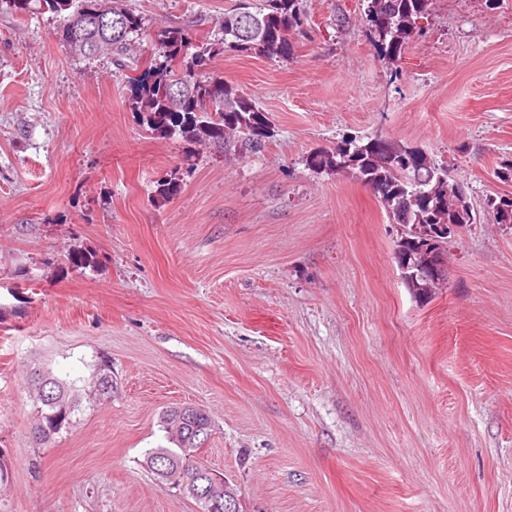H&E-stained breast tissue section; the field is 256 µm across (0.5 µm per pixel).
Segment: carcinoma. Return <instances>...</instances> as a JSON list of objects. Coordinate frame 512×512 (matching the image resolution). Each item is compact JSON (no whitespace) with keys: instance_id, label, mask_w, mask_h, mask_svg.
Here are the masks:
<instances>
[{"instance_id":"1","label":"carcinoma","mask_w":512,"mask_h":512,"mask_svg":"<svg viewBox=\"0 0 512 512\" xmlns=\"http://www.w3.org/2000/svg\"><path fill=\"white\" fill-rule=\"evenodd\" d=\"M369 35L379 52L390 60L398 58L412 38L416 19L428 8L429 0H365ZM26 16L51 13L60 18L59 39L70 53L82 58L97 57V49L108 45L103 56L119 70L136 71L130 78L129 107L140 114L150 131L179 135L192 143H208L240 153L265 149L266 115L251 97L211 72L214 59L227 49L271 60L293 56L291 34L305 23L299 0H258L224 14L221 38L196 41L182 27L157 29L151 56L141 59L138 36L142 16L126 0H0V12ZM314 169L330 174L351 173L380 198L391 221L403 227L394 249L395 261L420 255L422 237L437 224H471L474 217L466 195L448 181V170L424 152L380 137L367 141L345 140L330 150L307 157ZM485 209L499 224L512 223V196L489 197ZM112 385V376L100 368L93 376L88 400L112 396L98 392L97 385ZM36 419L33 434L41 444L68 424L79 393L48 372L33 374ZM186 423L179 425L170 413L163 415L172 448H155L147 453L146 465L158 481L181 489L192 479L200 493L184 491L201 512H226L224 501L232 500L233 512H242L236 488L228 480L217 484L223 493L213 503L201 493L214 484L218 474L197 458V451L211 436V420L205 410L184 407Z\"/></svg>"}]
</instances>
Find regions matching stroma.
I'll list each match as a JSON object with an SVG mask.
<instances>
[{
	"label": "stroma",
	"instance_id": "obj_1",
	"mask_svg": "<svg viewBox=\"0 0 512 512\" xmlns=\"http://www.w3.org/2000/svg\"><path fill=\"white\" fill-rule=\"evenodd\" d=\"M236 2L129 5L203 38ZM365 7L302 0L289 61L216 57L270 119L247 155L148 131L127 72L0 13V512H198L144 463L182 405L243 512H512V224L484 209L512 192V0H431L393 62ZM374 136L472 206L423 303L379 198L306 162ZM103 363L111 397L36 443L31 374L80 391Z\"/></svg>",
	"mask_w": 512,
	"mask_h": 512
}]
</instances>
